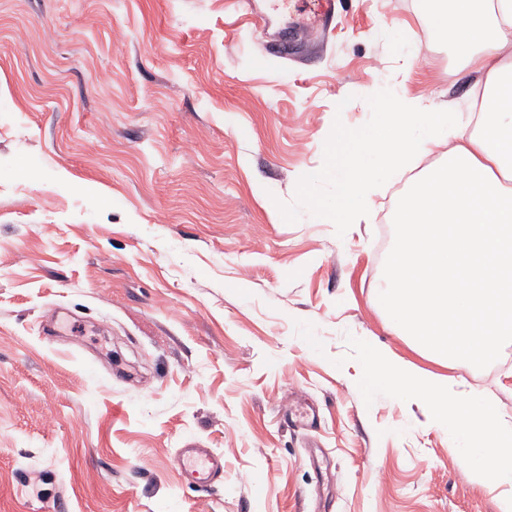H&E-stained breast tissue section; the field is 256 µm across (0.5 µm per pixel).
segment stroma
I'll list each match as a JSON object with an SVG mask.
<instances>
[{"label": "stroma", "mask_w": 512, "mask_h": 512, "mask_svg": "<svg viewBox=\"0 0 512 512\" xmlns=\"http://www.w3.org/2000/svg\"><path fill=\"white\" fill-rule=\"evenodd\" d=\"M320 10L0 0V512H498L417 404L365 396L359 343L510 421L512 344L446 365L376 304L409 176L367 224L312 223L299 185L337 120L463 112L480 77L423 0ZM190 439L222 480L182 479ZM278 409L284 421L292 426L311 429L317 424L315 416L301 410L300 392L294 393L289 400L279 405Z\"/></svg>", "instance_id": "stroma-1"}]
</instances>
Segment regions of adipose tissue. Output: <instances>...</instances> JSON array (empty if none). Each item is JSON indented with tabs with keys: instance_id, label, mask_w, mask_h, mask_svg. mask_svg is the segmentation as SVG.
<instances>
[{
	"instance_id": "adipose-tissue-1",
	"label": "adipose tissue",
	"mask_w": 512,
	"mask_h": 512,
	"mask_svg": "<svg viewBox=\"0 0 512 512\" xmlns=\"http://www.w3.org/2000/svg\"><path fill=\"white\" fill-rule=\"evenodd\" d=\"M433 27L483 78L474 129L460 113L419 99L382 100L359 129L336 125L326 163L300 188L317 222L358 224L380 189L447 145L443 161L414 178L398 203L399 236L376 302L421 352L483 362L512 338V0H424ZM331 182L332 202L311 192ZM363 376L407 396L428 424L447 432L476 482L500 487L512 512V422L490 401L455 391L387 349L363 344Z\"/></svg>"
}]
</instances>
